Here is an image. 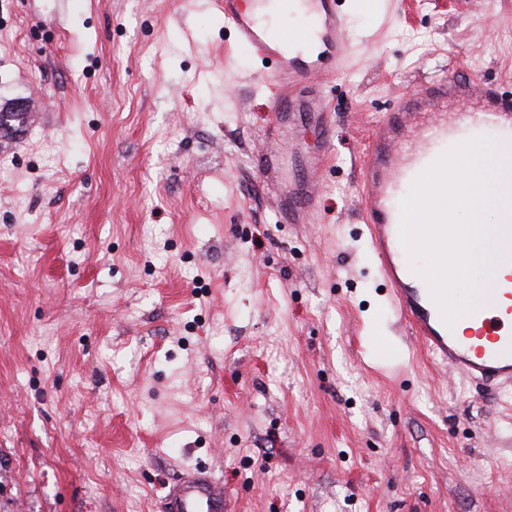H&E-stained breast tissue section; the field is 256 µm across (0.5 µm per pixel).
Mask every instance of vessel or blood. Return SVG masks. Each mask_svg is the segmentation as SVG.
Masks as SVG:
<instances>
[{
	"label": "vessel or blood",
	"instance_id": "1",
	"mask_svg": "<svg viewBox=\"0 0 512 512\" xmlns=\"http://www.w3.org/2000/svg\"><path fill=\"white\" fill-rule=\"evenodd\" d=\"M238 43L268 61L273 114L259 152L263 181L286 223H311L320 204V180L332 153V115L319 83L346 59L347 20L339 0H286L308 18L294 31L259 13L266 0H220ZM305 119L320 140L302 150L293 138ZM473 137L512 140V93L492 81L455 74L431 80L398 98L366 151L361 219L387 279L394 306L411 334L448 369L485 384H512V275L489 290L490 300L468 315L469 326H448L427 283L410 267L399 239L400 201L414 181L450 148ZM165 512H228L224 483L206 470L166 487Z\"/></svg>",
	"mask_w": 512,
	"mask_h": 512
}]
</instances>
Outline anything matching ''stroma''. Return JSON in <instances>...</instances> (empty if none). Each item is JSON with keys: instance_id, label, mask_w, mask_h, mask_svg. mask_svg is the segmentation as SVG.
Returning a JSON list of instances; mask_svg holds the SVG:
<instances>
[{"instance_id": "stroma-1", "label": "stroma", "mask_w": 512, "mask_h": 512, "mask_svg": "<svg viewBox=\"0 0 512 512\" xmlns=\"http://www.w3.org/2000/svg\"><path fill=\"white\" fill-rule=\"evenodd\" d=\"M345 0L309 224L255 158L266 64L197 0H0V512H512V385L391 309L358 213L367 135L447 67L512 90V0ZM165 512H228L224 482L200 469L166 486Z\"/></svg>"}]
</instances>
